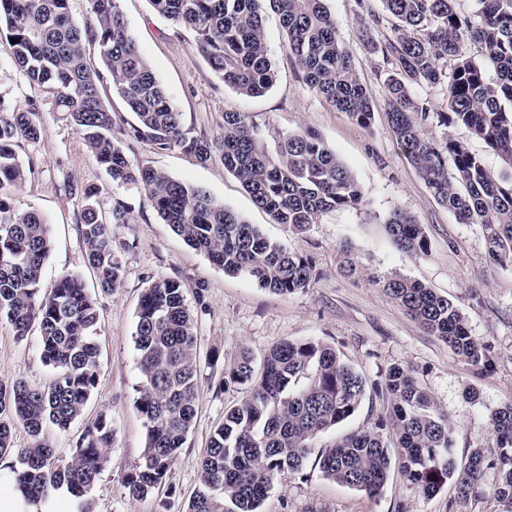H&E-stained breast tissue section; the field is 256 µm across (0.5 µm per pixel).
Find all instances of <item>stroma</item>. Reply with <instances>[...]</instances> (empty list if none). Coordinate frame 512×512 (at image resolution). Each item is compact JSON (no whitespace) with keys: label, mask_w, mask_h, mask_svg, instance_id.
<instances>
[{"label":"stroma","mask_w":512,"mask_h":512,"mask_svg":"<svg viewBox=\"0 0 512 512\" xmlns=\"http://www.w3.org/2000/svg\"><path fill=\"white\" fill-rule=\"evenodd\" d=\"M325 5L373 100L374 119L369 126L357 124L307 86L302 70L288 57L278 14L269 11L264 16L276 83L263 96L243 97L212 71L197 49L192 30L171 24L149 0H119L131 37L171 103L182 112L191 135L208 140L219 137L228 109L249 113L269 143L279 133L311 130L361 185L364 197L359 206L326 213L298 234L274 223L253 203L239 181L225 171L220 154L201 163L177 148L157 152L145 141L127 144L132 162L147 163L175 180L202 187L257 225L271 241L307 256L315 268V280L309 288L287 295L272 293L246 276L224 274L161 220L140 189L113 185L76 127L53 111L44 92L27 83L12 60L8 41L0 37V107L36 110L44 127L38 142L19 143L17 153L32 172L13 194L16 210L36 211L47 222L51 250L41 291L49 293L60 277L76 275L97 299L93 331L99 348L97 386L69 429L49 425L43 432L45 442L66 461L86 424L101 415L111 420L112 450L91 493L92 512H186L200 486L201 462L211 435L225 412L246 396L244 387L225 382V370L241 353L259 362L273 346L301 339L331 345L367 381L357 412L316 438L313 453H321L337 435L388 424L391 399L385 391L386 379L393 367H404L413 371L419 385L453 422L458 464H466L473 449H483L485 492L463 501L454 484L448 483L427 497L395 466L383 490L371 495L310 466L278 479L260 512H506V503L491 493L499 480L491 418L512 402V266L492 259L480 225L458 223L437 203L389 128L387 66L381 53L367 47L359 34L362 18L373 14L379 18L375 40L391 35L393 21L380 0H326ZM414 92L432 111L425 125L430 137L466 142L490 171L500 173L498 158L466 127L439 123L437 115L446 109L442 88L421 85ZM89 185L99 189L95 204L102 214H110L119 202L131 210L129 223L111 227L124 275L118 288L106 294L98 291L85 262L80 213L82 190ZM397 209L409 212L421 224L427 238L424 254L403 252L389 236L386 221ZM346 243L353 246L358 262L352 275L343 269L341 247ZM397 277L421 282L458 307L471 334L487 347L491 362L487 372L475 374L448 344L426 333L383 292L380 281ZM162 279L181 283L193 313L200 388L185 445L161 486L147 498L135 500L122 481L146 444V429L136 408L140 382L136 314L142 294ZM53 375L41 360L38 327L20 338L7 319L0 318V382L22 380L44 386ZM471 387L477 399L467 398Z\"/></svg>","instance_id":"stroma-1"}]
</instances>
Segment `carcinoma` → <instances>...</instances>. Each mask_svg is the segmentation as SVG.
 <instances>
[{
  "label": "carcinoma",
  "mask_w": 512,
  "mask_h": 512,
  "mask_svg": "<svg viewBox=\"0 0 512 512\" xmlns=\"http://www.w3.org/2000/svg\"><path fill=\"white\" fill-rule=\"evenodd\" d=\"M71 0H0V32L17 40L14 64L27 82L51 95L82 136L95 162L118 185L146 193L164 223L188 245L205 253L229 275H245L261 287L290 294L310 287L314 267L303 254L269 240L260 229L215 201L204 189L127 158V141H147L156 151L179 148L204 163L221 154L232 174L277 224L305 232L325 213L362 202L351 171L311 130L282 135L269 153L249 114L224 111L223 133L213 141L190 135L182 113L131 38L118 0H90L91 20L79 27L70 19ZM155 10L196 34L209 66L239 95L269 90L276 71L269 55L263 15H280L288 55L306 84L360 125H369L374 105L360 83L351 56L340 41L325 0H150ZM458 0H381L395 20L393 33L373 41L376 18L362 21L367 44L389 65L384 79L387 117L397 144L416 167L439 204L462 224L481 225L492 258L512 265V0H473L461 13ZM93 42L112 81V91L137 122L112 133V112L99 90L100 74L87 61L84 45ZM476 53H470V48ZM496 78L486 74V66ZM444 88L446 125H463L482 140L507 169L496 175L468 145L427 135L423 121L430 109L414 94L416 85ZM44 128L37 113L0 108V317L24 337L37 323L43 362L55 370L44 387L24 381L0 382V457L15 455L13 492L25 507L53 512L67 496L73 512H90L91 493L109 461L112 422L101 415L84 427L69 461L56 459L40 436L51 424L66 430L79 417L97 382L98 346L92 328L96 301L82 279L62 277L42 297L43 263L50 250L46 221L34 211L19 212L13 191L27 171L16 153L20 140L36 142ZM82 195L86 263L103 293L123 276L112 245L113 224H127L124 204L103 216L93 199ZM396 244L411 255L427 241L422 225L395 210L386 222ZM423 329L441 338L469 364L489 365L486 347L471 335L458 308L422 283L389 279L380 283ZM140 372L137 409L146 428L140 461L123 481L126 493L147 497L162 483L186 443L199 389L194 320L181 284L153 283L142 295L135 331ZM229 380L248 388L244 401L227 411L210 438L201 463V486L187 512H259L274 483L307 466L312 442L352 416L366 394V381L343 362L333 347L319 341L282 342L260 367L243 353L227 370ZM394 399L392 429L400 448L402 473L427 496L453 481L467 500L481 490L485 456L471 452L457 464L452 423L438 411L412 372L390 370L385 383ZM22 425L32 437L15 449L12 430ZM499 449V481L492 495L512 507V402L492 419ZM390 445L381 430L363 429L337 437L313 465L335 481L377 494L392 466Z\"/></svg>",
  "instance_id": "carcinoma-1"
}]
</instances>
